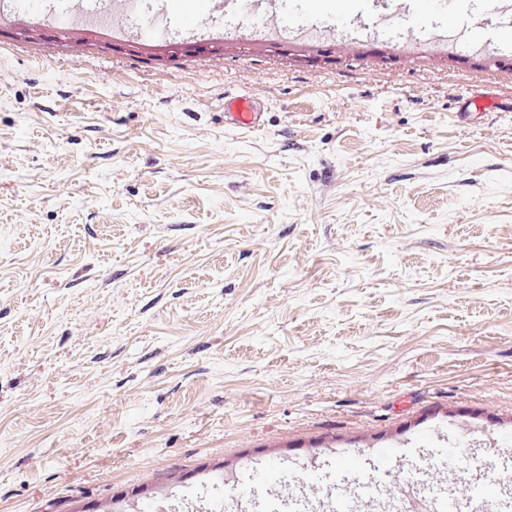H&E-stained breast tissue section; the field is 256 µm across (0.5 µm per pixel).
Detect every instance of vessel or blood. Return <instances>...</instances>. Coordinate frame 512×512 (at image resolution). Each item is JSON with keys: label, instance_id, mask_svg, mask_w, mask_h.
Masks as SVG:
<instances>
[{"label": "vessel or blood", "instance_id": "vessel-or-blood-1", "mask_svg": "<svg viewBox=\"0 0 512 512\" xmlns=\"http://www.w3.org/2000/svg\"><path fill=\"white\" fill-rule=\"evenodd\" d=\"M386 10L403 21L400 47L417 46L421 50L436 47L449 50V26L457 24L470 30H481V47L496 48L504 32L512 30V0H466L458 14H447L437 0H387ZM251 11L264 21L262 38L286 41L298 32L301 16L294 0H224L225 13L242 15ZM495 14L496 26L484 28L487 14ZM91 15L86 0H60L57 15L50 29L76 30ZM116 39L141 37L142 22L158 18L172 23L181 41L192 45L224 42L229 31L213 22L211 13L185 15L175 13L169 0H113L110 10ZM264 123V112L257 98L250 95H230L224 99V124L232 129H257ZM443 418L417 430L384 448H367L363 452L337 451L336 466L360 464L370 458L373 464L361 483L326 480L317 467L302 473H292L285 463L270 460L260 473L253 471L235 476L225 490L232 496L237 512H399L402 488H410L421 499L427 512H512V482L501 481L493 496H486L481 484H474L468 494L455 489V469L439 461L424 467H405L404 458L414 438L425 437L443 425Z\"/></svg>", "mask_w": 512, "mask_h": 512}]
</instances>
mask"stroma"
<instances>
[{"mask_svg":"<svg viewBox=\"0 0 512 512\" xmlns=\"http://www.w3.org/2000/svg\"><path fill=\"white\" fill-rule=\"evenodd\" d=\"M448 37L156 54L0 22V512L332 473L438 413L512 429V69ZM478 89L496 111H461ZM228 93L264 125L225 127ZM475 470L512 461L486 438Z\"/></svg>","mask_w":512,"mask_h":512,"instance_id":"obj_1","label":"stroma"}]
</instances>
